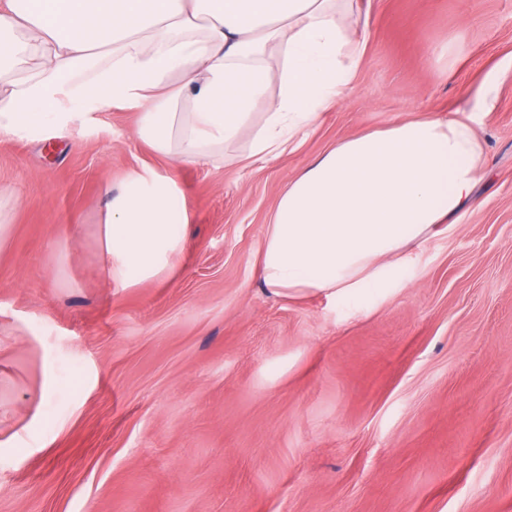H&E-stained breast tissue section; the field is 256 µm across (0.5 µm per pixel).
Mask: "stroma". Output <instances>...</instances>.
Masks as SVG:
<instances>
[{"label": "stroma", "instance_id": "35a3bbf8", "mask_svg": "<svg viewBox=\"0 0 512 512\" xmlns=\"http://www.w3.org/2000/svg\"><path fill=\"white\" fill-rule=\"evenodd\" d=\"M369 11L352 91L297 151L178 171L192 220L166 280L112 288L100 265L111 192L167 169L136 111L0 140V512H512V0ZM431 112L477 114L487 175L408 286L357 315L266 292L289 181Z\"/></svg>", "mask_w": 512, "mask_h": 512}]
</instances>
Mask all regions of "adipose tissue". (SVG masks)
<instances>
[{
	"instance_id": "1",
	"label": "adipose tissue",
	"mask_w": 512,
	"mask_h": 512,
	"mask_svg": "<svg viewBox=\"0 0 512 512\" xmlns=\"http://www.w3.org/2000/svg\"><path fill=\"white\" fill-rule=\"evenodd\" d=\"M358 0H0V139L55 140L103 110H139L170 169L132 172L99 227L115 288L163 280L186 246L175 169L206 165L251 129L245 165L296 151L355 83ZM277 97H269L270 86ZM262 123H255V114ZM470 116L432 114L346 137L281 194L258 274L293 300L370 309L408 282L409 248L453 224L484 177Z\"/></svg>"
}]
</instances>
